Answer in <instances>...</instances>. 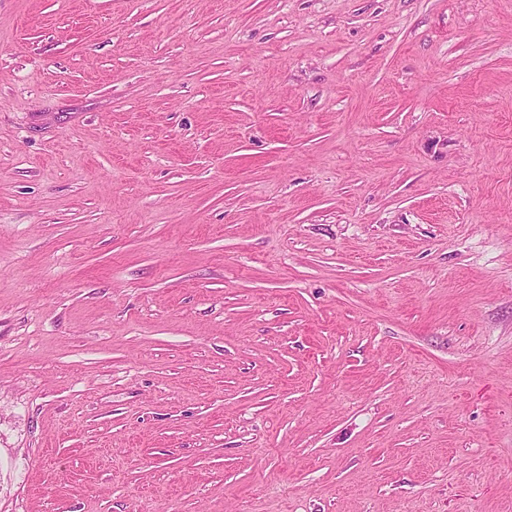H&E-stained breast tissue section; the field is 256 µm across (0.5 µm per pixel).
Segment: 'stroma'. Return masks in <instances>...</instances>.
<instances>
[{
  "label": "stroma",
  "instance_id": "1",
  "mask_svg": "<svg viewBox=\"0 0 512 512\" xmlns=\"http://www.w3.org/2000/svg\"><path fill=\"white\" fill-rule=\"evenodd\" d=\"M0 512H512V0H0Z\"/></svg>",
  "mask_w": 512,
  "mask_h": 512
}]
</instances>
